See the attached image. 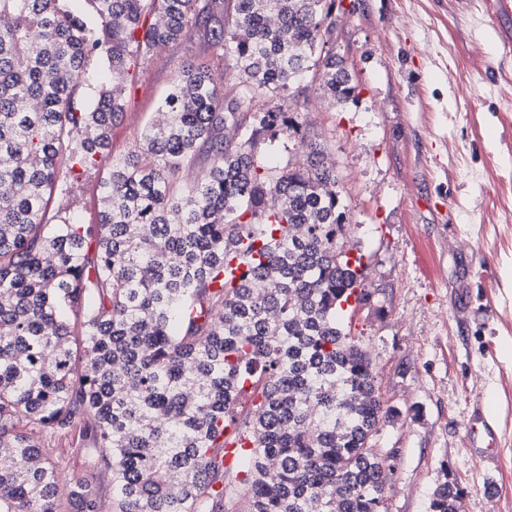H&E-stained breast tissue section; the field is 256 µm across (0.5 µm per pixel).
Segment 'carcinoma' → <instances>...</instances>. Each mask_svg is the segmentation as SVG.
I'll return each mask as SVG.
<instances>
[{"mask_svg":"<svg viewBox=\"0 0 512 512\" xmlns=\"http://www.w3.org/2000/svg\"><path fill=\"white\" fill-rule=\"evenodd\" d=\"M67 2L0 0V512H60L34 434L79 423L114 512H384L392 451L376 437L392 413L344 321L371 298L363 255L335 166L281 100L312 70L354 96L329 45L335 0H86L95 22ZM192 36L231 62L238 93L181 67L112 160L99 223L46 220L74 166L109 149L130 70ZM93 57L111 81L88 109L75 86ZM282 135L301 152L261 163ZM201 152L210 167L179 185ZM461 494L440 483L430 512ZM69 500L100 512L82 480Z\"/></svg>","mask_w":512,"mask_h":512,"instance_id":"carcinoma-1","label":"carcinoma"}]
</instances>
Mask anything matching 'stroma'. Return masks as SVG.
<instances>
[{"mask_svg":"<svg viewBox=\"0 0 512 512\" xmlns=\"http://www.w3.org/2000/svg\"><path fill=\"white\" fill-rule=\"evenodd\" d=\"M332 20L355 98L334 102L316 72L285 103L303 99L298 120L336 167L346 237L364 256L372 297L349 325L395 415L377 442L394 453L385 510L429 512L446 480L463 490L458 512H512V17L485 0H336ZM213 59L195 41L160 48L126 84L109 154L55 207L97 223L113 158L137 144L182 65ZM477 403L497 435L493 466L470 446ZM40 444L60 499L87 479L111 505L91 439Z\"/></svg>","mask_w":512,"mask_h":512,"instance_id":"35a3bbf8","label":"stroma"}]
</instances>
